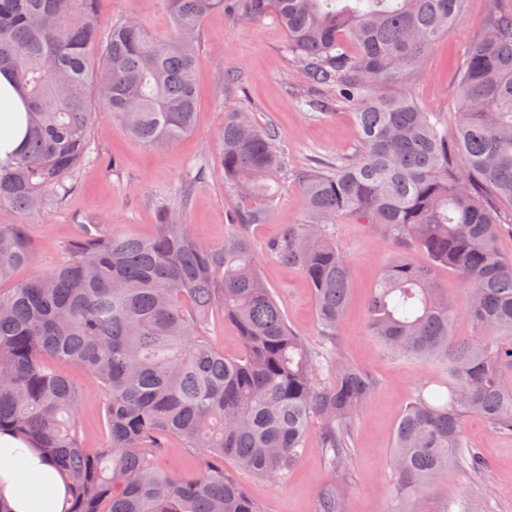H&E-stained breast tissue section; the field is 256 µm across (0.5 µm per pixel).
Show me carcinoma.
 I'll list each match as a JSON object with an SVG mask.
<instances>
[{"instance_id":"1","label":"carcinoma","mask_w":512,"mask_h":512,"mask_svg":"<svg viewBox=\"0 0 512 512\" xmlns=\"http://www.w3.org/2000/svg\"><path fill=\"white\" fill-rule=\"evenodd\" d=\"M98 2L0 0V71L28 101L25 146L0 162V210L15 217L0 223V285L33 263L27 225L62 203L91 159L88 76L98 109L134 140L175 142L195 124L198 36L216 11L281 27L308 90L334 88L354 106L357 148L303 176L304 218L270 247L310 285L316 346L288 327L234 205L218 247L199 244L165 206L153 237L88 224L65 260L0 291V431L34 438L62 470L72 489L63 512H262L224 461L280 483L314 423L329 465L348 474L376 380L338 348L351 277L336 243L344 215L395 245L367 305L376 345L444 379L419 387L395 426L387 465L401 512H423L457 474H484L465 419L512 436V257L496 246L512 224L499 207L512 203V11L489 0L450 128L398 89L463 20L464 0H166L164 41L133 16L103 30ZM221 138L224 176L254 200L245 216L260 224L283 164L278 136L227 112ZM442 267L468 291L472 336L454 333ZM215 307L238 332L234 356L202 336ZM49 358L95 381L106 447L85 446L86 390ZM324 365L329 382L317 378ZM172 439L196 450L194 472L153 463ZM317 512H346L335 484L320 488Z\"/></svg>"}]
</instances>
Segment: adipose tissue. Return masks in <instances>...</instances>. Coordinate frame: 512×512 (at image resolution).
Listing matches in <instances>:
<instances>
[{
    "label": "adipose tissue",
    "mask_w": 512,
    "mask_h": 512,
    "mask_svg": "<svg viewBox=\"0 0 512 512\" xmlns=\"http://www.w3.org/2000/svg\"><path fill=\"white\" fill-rule=\"evenodd\" d=\"M26 103L6 73H0V160L21 148ZM67 483L32 440L0 433V512H61Z\"/></svg>",
    "instance_id": "obj_1"
}]
</instances>
